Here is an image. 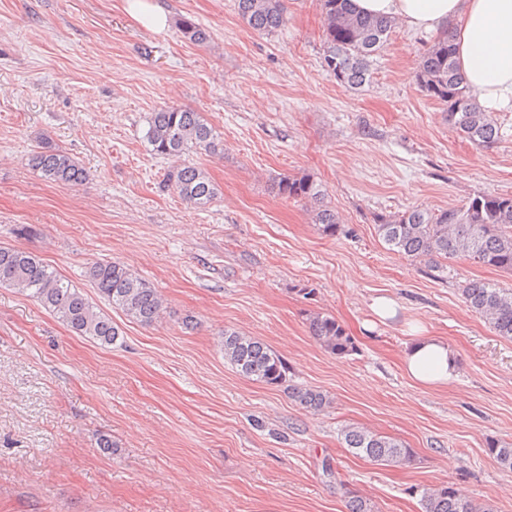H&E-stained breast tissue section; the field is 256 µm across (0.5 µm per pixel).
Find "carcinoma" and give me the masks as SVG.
Here are the masks:
<instances>
[{"label":"carcinoma","instance_id":"1","mask_svg":"<svg viewBox=\"0 0 512 512\" xmlns=\"http://www.w3.org/2000/svg\"><path fill=\"white\" fill-rule=\"evenodd\" d=\"M238 16L253 31L273 34L285 26V0H235ZM326 21L323 67L337 82L350 88L367 83L370 59L388 40L395 21L356 12L351 0H319ZM178 30L190 42L202 45L210 32L186 17ZM417 80L426 95L448 107V126L475 145L490 147L500 141L501 130L492 113L480 108L464 82L455 58L453 34H440L424 52ZM146 139L160 155L180 157L191 150L210 154L222 151L221 138L201 115L190 109L165 107L151 114ZM31 165L50 183L76 187L87 179L83 166L64 149L48 142L31 157ZM164 186L187 204L204 209L219 195V189L198 166L184 163L168 171ZM277 194L313 205V222L322 233L340 231L339 217L325 204V190L308 175L282 176ZM376 233L393 251L414 260L462 257L476 264L512 273V197L477 195L464 205L438 212L419 209L378 214ZM98 293L128 320L150 326L160 317L163 299L148 281L116 262H99L88 270ZM0 287L15 288L36 299L59 321L79 336L111 345L120 336L118 326L80 288L31 252L0 246ZM463 303L483 318L499 336L512 339V289L480 279L460 288ZM314 338L337 356L350 355L354 343L333 317L309 316ZM221 346L224 359L243 377L280 385L288 367L264 342L240 331L226 329ZM292 397L304 408L320 411L328 397L311 388H292ZM344 447L358 458L385 466H402L413 459L412 449L402 442L359 426L341 430ZM488 451L501 467L512 471V444L493 441ZM423 512H494L487 500L477 507L455 484L425 487L421 492Z\"/></svg>","mask_w":512,"mask_h":512}]
</instances>
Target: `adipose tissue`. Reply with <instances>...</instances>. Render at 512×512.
I'll list each match as a JSON object with an SVG mask.
<instances>
[{"label":"adipose tissue","mask_w":512,"mask_h":512,"mask_svg":"<svg viewBox=\"0 0 512 512\" xmlns=\"http://www.w3.org/2000/svg\"><path fill=\"white\" fill-rule=\"evenodd\" d=\"M352 5L415 32L453 30L459 70L481 108L512 112V0H352ZM401 363L425 388L448 387L459 378L457 351L434 336L411 337Z\"/></svg>","instance_id":"1"}]
</instances>
